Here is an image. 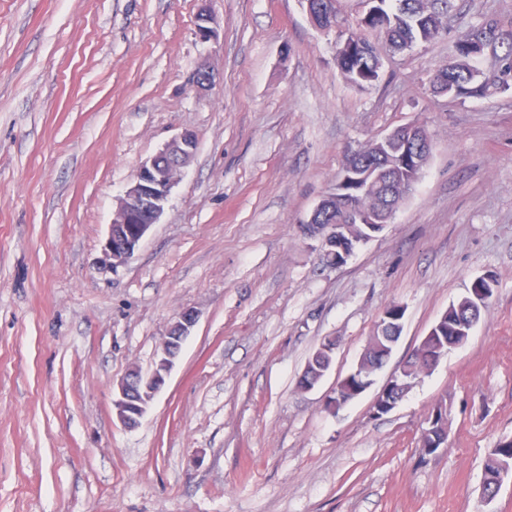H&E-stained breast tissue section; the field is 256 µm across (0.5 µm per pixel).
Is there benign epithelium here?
I'll use <instances>...</instances> for the list:
<instances>
[{
  "mask_svg": "<svg viewBox=\"0 0 512 512\" xmlns=\"http://www.w3.org/2000/svg\"><path fill=\"white\" fill-rule=\"evenodd\" d=\"M196 35L203 42L217 37L213 15L205 8L199 12ZM215 79L214 70L203 64L195 72L193 83L198 89L205 90L215 82ZM413 133L414 126L408 125L395 129L382 137L381 141L385 146L395 148L407 137L413 136ZM196 147L194 135L185 132L140 164L133 181L119 201L103 244L104 256L112 261V266L123 265L134 256L150 227L157 223L164 212L172 188L193 157ZM386 221V214L380 209L372 211L353 206L347 208V223L362 224L371 234L380 231ZM401 310L403 306L397 305L383 312L354 370V373H359L363 377L366 389L373 384L374 374L382 367L381 363L371 358V354L381 350L384 358L391 356L395 338L402 329ZM197 318V313L192 309L179 312L162 343L160 358L153 370L144 374L140 369L133 367L117 384L114 407L118 419L125 427L133 429L139 426L148 407L145 393L154 395L164 386L173 362L195 326ZM414 384L415 381L408 377L407 369L397 367L374 401L375 412H390ZM509 474L512 475V459L502 464L493 488L482 486L483 498L493 499L504 477Z\"/></svg>",
  "mask_w": 512,
  "mask_h": 512,
  "instance_id": "7a95c632",
  "label": "benign epithelium"
}]
</instances>
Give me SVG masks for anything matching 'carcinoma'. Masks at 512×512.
Segmentation results:
<instances>
[{"label":"carcinoma","instance_id":"cac0c4a2","mask_svg":"<svg viewBox=\"0 0 512 512\" xmlns=\"http://www.w3.org/2000/svg\"><path fill=\"white\" fill-rule=\"evenodd\" d=\"M451 0H374L369 5L370 20H355L354 38L347 45H338L336 65L345 79L354 86L364 87L376 83L381 73L378 45L363 36L369 30L383 36L386 50L401 53L418 43H428L448 31V12ZM491 56L498 62L492 76L480 81L478 60ZM452 62L437 69L430 77L434 92H443L454 99L482 94L489 86L502 90L512 88V27H505L495 17H485L478 23L457 33L451 46ZM392 165L391 152L374 140L351 154L343 164L338 178L343 180L336 199L324 206L323 224H338L346 200L354 199L366 204L373 202L389 213H394L409 195V181L399 176L388 186L379 188L371 196H362V179L373 167ZM472 297L467 295L448 306V339L457 335V325L471 313ZM335 343L322 345L308 361L301 381L310 374L328 367L332 361ZM440 352L435 347L416 349L407 360L413 369L434 361ZM512 455V440L502 442L489 455L485 464V478L492 480L500 469L501 461Z\"/></svg>","mask_w":512,"mask_h":512}]
</instances>
